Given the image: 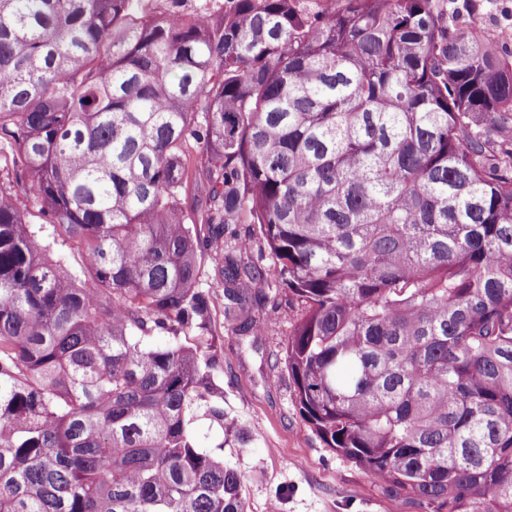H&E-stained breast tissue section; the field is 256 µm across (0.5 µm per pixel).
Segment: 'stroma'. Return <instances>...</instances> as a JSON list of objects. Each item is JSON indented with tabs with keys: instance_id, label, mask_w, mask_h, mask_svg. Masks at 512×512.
Here are the masks:
<instances>
[{
	"instance_id": "35a3bbf8",
	"label": "stroma",
	"mask_w": 512,
	"mask_h": 512,
	"mask_svg": "<svg viewBox=\"0 0 512 512\" xmlns=\"http://www.w3.org/2000/svg\"><path fill=\"white\" fill-rule=\"evenodd\" d=\"M459 24L482 28L512 46V0H476ZM220 254L202 255L200 276L212 290L211 322L222 336L224 459L242 477L248 512H425L382 493L352 461L326 448L300 416L284 346L305 305L278 282L257 289L253 304L272 322L263 335L239 333L225 318L217 287Z\"/></svg>"
}]
</instances>
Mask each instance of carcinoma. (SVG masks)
<instances>
[{
    "label": "carcinoma",
    "mask_w": 512,
    "mask_h": 512,
    "mask_svg": "<svg viewBox=\"0 0 512 512\" xmlns=\"http://www.w3.org/2000/svg\"><path fill=\"white\" fill-rule=\"evenodd\" d=\"M511 122L512 50L448 0H0V512H247L195 427L224 430L205 250L241 329L271 274L306 302L285 360L326 447L432 512H512ZM17 204L19 208L26 214V218L30 224H34L36 227H43V236L47 243H50L52 249L56 251V246L52 243L53 234L57 237L56 232L53 230V225L50 217L47 216L41 204L34 198L33 195L24 196L20 194ZM60 241V239L57 237ZM251 236L253 245L247 256L243 257L245 263L272 269V260L268 255V249L259 236L253 224H227L224 228V254L234 246L239 238Z\"/></svg>",
    "instance_id": "obj_1"
}]
</instances>
